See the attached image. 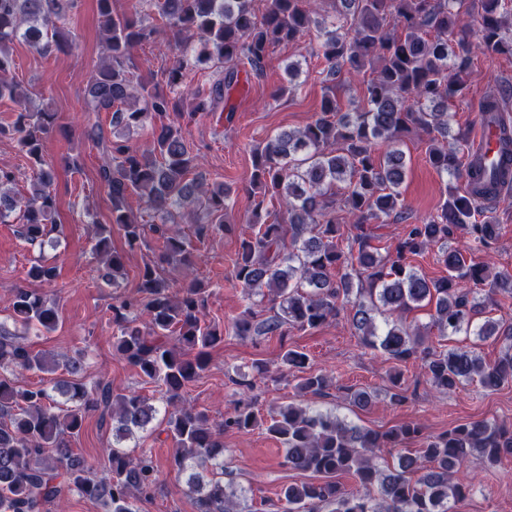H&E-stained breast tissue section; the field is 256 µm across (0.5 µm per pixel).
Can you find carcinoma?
<instances>
[{
	"label": "carcinoma",
	"instance_id": "1",
	"mask_svg": "<svg viewBox=\"0 0 512 512\" xmlns=\"http://www.w3.org/2000/svg\"><path fill=\"white\" fill-rule=\"evenodd\" d=\"M107 55L91 73L89 112L112 113V131L87 123L83 138L110 157L100 170L112 202V223L124 230L129 247L150 231L162 241L158 260L144 265L134 295L112 305L116 355L136 368L146 383H156L163 408L138 393H115L105 379L87 381L83 364H63L34 351L28 335L58 326L57 301L24 288L13 302V325L0 322V369L38 371L60 376L51 386L22 388L0 376V512H47L77 493L100 502L102 512H136L134 501L151 496L158 485L153 456L128 449L127 442L163 415L166 438L174 445L176 485L186 487L195 512H245V490L224 484L226 431L247 433L259 425L252 397L231 414L213 419L187 402L185 393L208 366L210 350L224 343V329L207 319L205 288L192 280L176 289L161 265L194 270L199 254L171 227L173 214L185 209L202 241L228 230L224 215L230 190L190 179L199 154L183 133L181 120L212 111L240 78L263 72L270 50L318 32V51L330 72L346 66L360 77L363 104L343 112L336 96L323 97L320 113L301 130L283 132L252 150L253 170L245 190L256 197L250 235L240 239L233 264L243 290L244 310L234 334L254 340L284 339L288 328H317L349 308L355 335L397 364L421 361L432 386L448 391L478 380L494 391L512 383V324L486 318L482 287L512 295V272H491L451 245L457 232L489 246L497 237L493 212L478 213L480 200L459 192L455 182L469 174V150L454 131L449 104L465 96L472 56L512 57V13L505 0H332L333 14L314 18V0H157L171 34L172 58L164 82L136 76L130 51L149 41L155 30L139 11L116 14L112 0H97ZM78 0H0V99L19 106L16 121L0 136L18 143L35 169L28 195L5 191L14 174L0 169V222L20 215V235L44 249L53 223V167L43 156V139L55 128L57 113L33 104L27 90L8 78L11 44L23 39L47 56L66 44L61 23ZM224 68V76L184 88L187 71L200 65ZM512 88L500 86L479 111L502 127L499 155L512 171V119L506 101ZM146 130L152 148L141 151L126 133ZM415 132L427 145L426 159L447 177L440 211L411 220L401 199L407 163L403 138ZM138 197L152 224L128 204ZM278 202L269 210L266 201ZM404 222L395 253L381 254L364 232L367 224ZM357 234L347 240L340 225ZM448 275L428 279L410 259L428 248ZM100 259V278L119 287L125 274L123 254L112 249V231L100 227L92 246ZM434 306L429 323L405 324L400 316ZM441 336L464 333L505 344L502 356L486 363L466 347L437 351L426 346L431 329ZM288 369L301 371L307 354L289 349ZM298 389L322 397L328 377L310 372ZM99 413L100 425L112 423L108 475L89 476L85 460L69 445L87 415ZM266 431L283 445V465L309 473L313 480L289 485L278 499L280 512H453L472 489L462 468L473 453L494 466L512 455V429L486 420L460 424L436 436L417 423L380 432L359 426L331 410L288 403L271 415ZM422 444L415 455L400 454L391 466L376 464L377 451L410 440ZM354 479L359 490L345 489L338 478Z\"/></svg>",
	"mask_w": 512,
	"mask_h": 512
}]
</instances>
